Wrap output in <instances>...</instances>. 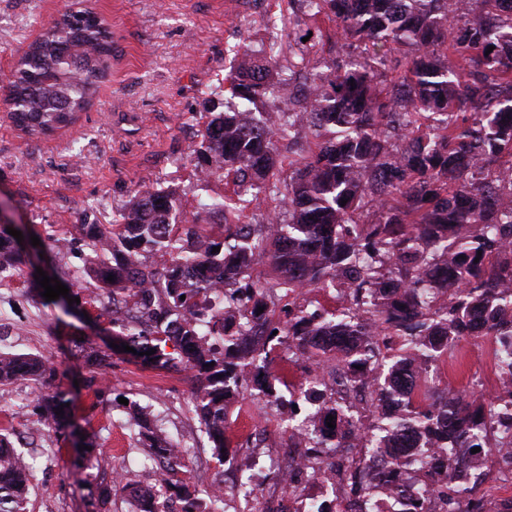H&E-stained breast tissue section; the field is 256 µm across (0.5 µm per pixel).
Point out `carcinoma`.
Masks as SVG:
<instances>
[{
  "label": "carcinoma",
  "instance_id": "carcinoma-1",
  "mask_svg": "<svg viewBox=\"0 0 512 512\" xmlns=\"http://www.w3.org/2000/svg\"><path fill=\"white\" fill-rule=\"evenodd\" d=\"M301 2L367 56L326 72L296 71L237 47L227 92L244 109L208 112L189 157L208 182L232 178L233 194L199 197L188 216L172 192L137 191L115 223L79 225L89 254L67 276L97 283L94 298L107 297L126 343L155 350L144 359L191 372L193 409L218 464L230 454L224 425L232 400L249 390L282 404L266 364L270 344H286L311 375V389L288 400V419L303 402L313 475L329 472L358 495H399L410 471L393 454L382 460L396 438L420 441L429 453L447 450L450 472L470 470L502 445L492 423L512 416V388L478 404L425 375L472 335L479 312L483 336L498 344L499 374L512 378V13L487 8L498 0H472L465 12L454 0ZM112 50L103 19L84 8L62 13L8 78L10 119L41 135L72 124ZM387 70L394 76L379 90ZM270 96L280 106L267 114ZM278 141L296 155L286 185L277 179ZM262 197L274 208L254 224L237 222ZM26 257L0 229V273ZM264 258L269 281L253 276ZM318 289L334 311L298 302ZM49 372L38 357L0 353V384L40 382ZM369 383L375 420L359 414L352 423L336 402ZM37 404L59 427L58 394L42 392ZM130 419L155 465L154 483L131 488V512H167L162 495L180 512H216L149 414L135 407ZM327 447L358 448L365 464L360 454L331 461ZM33 478L11 434L0 433V512H29ZM432 495L448 502L446 512H488L449 474L410 512H434Z\"/></svg>",
  "mask_w": 512,
  "mask_h": 512
}]
</instances>
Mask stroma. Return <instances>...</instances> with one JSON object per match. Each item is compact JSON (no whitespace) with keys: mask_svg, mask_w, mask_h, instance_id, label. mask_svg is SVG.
<instances>
[{"mask_svg":"<svg viewBox=\"0 0 512 512\" xmlns=\"http://www.w3.org/2000/svg\"><path fill=\"white\" fill-rule=\"evenodd\" d=\"M71 2L0 0V102L18 59ZM86 2L106 21L115 46L91 107L74 126L49 136L23 133L0 111V216L40 240L26 264L0 279V350L46 359L54 370L51 390L69 404L66 427L47 428L38 423L40 385L0 384V431L19 438L35 469L30 512H98L96 488L117 470L133 483H152L130 421L134 404L148 408L165 436L186 447L190 466L215 467L190 403L189 372L112 353V316L87 290L70 287L74 302L66 307L44 299L36 277L41 270L55 277L57 242L70 244L69 267L81 265L85 248L77 225L111 223L138 189L172 190L184 210L193 211L200 188L188 155L201 140L200 114L211 89L223 82L235 45L259 50L276 38L284 66L323 69L347 57L326 37L310 48L289 42V29L311 21L288 0H238L234 9L229 0ZM486 343L482 336L459 343L448 384L471 390ZM93 347L109 352L108 366L89 369ZM282 427L262 402L246 397L231 403L225 435L234 448H252ZM86 436L101 448L90 464L79 450Z\"/></svg>","mask_w":512,"mask_h":512,"instance_id":"1","label":"stroma"}]
</instances>
